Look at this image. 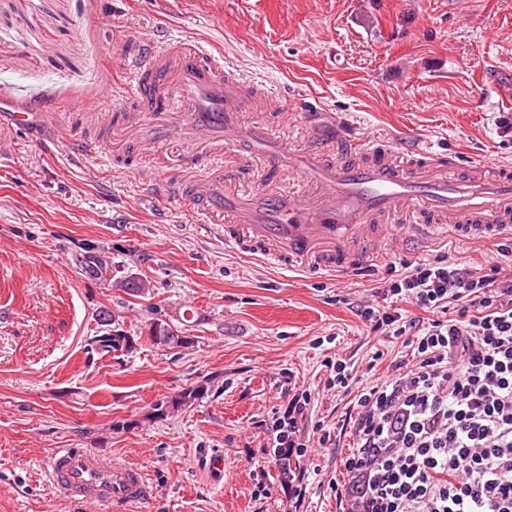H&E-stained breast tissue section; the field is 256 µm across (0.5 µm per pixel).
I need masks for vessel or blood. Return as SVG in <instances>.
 <instances>
[{"mask_svg": "<svg viewBox=\"0 0 512 512\" xmlns=\"http://www.w3.org/2000/svg\"><path fill=\"white\" fill-rule=\"evenodd\" d=\"M134 94L139 110L100 115L105 140L78 138L72 127L67 136L81 152L115 165L126 164L129 146L151 162L164 143H179L178 174L164 181L166 192L189 201L200 225L216 228L242 256L325 276L373 261L409 222L430 238L512 235V173L479 162L462 176L436 174L420 152L403 167L386 146L333 127L309 129L308 145L293 148L268 125H245L247 93L225 80L215 57L186 43L145 49ZM31 129L27 108L0 114V135ZM230 148L243 163L272 159L297 177L300 191L241 199L236 184L247 172L225 171ZM49 473L65 499L96 508L149 497L140 468L83 448L54 449Z\"/></svg>", "mask_w": 512, "mask_h": 512, "instance_id": "b4317fda", "label": "vessel or blood"}]
</instances>
